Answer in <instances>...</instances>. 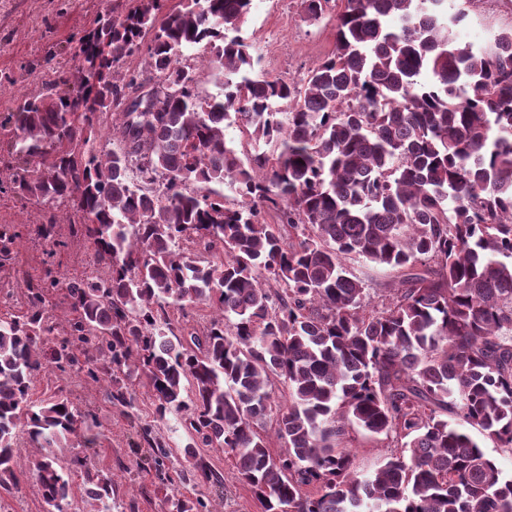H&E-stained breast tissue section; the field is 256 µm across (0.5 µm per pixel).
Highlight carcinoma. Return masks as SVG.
<instances>
[{
	"instance_id": "obj_1",
	"label": "carcinoma",
	"mask_w": 512,
	"mask_h": 512,
	"mask_svg": "<svg viewBox=\"0 0 512 512\" xmlns=\"http://www.w3.org/2000/svg\"><path fill=\"white\" fill-rule=\"evenodd\" d=\"M166 2L109 4L60 71L68 93L49 87L0 122L10 191L80 216L73 234L104 270L25 278L24 311L0 317V489L27 444L45 503L71 497L57 452L87 451L98 421L62 394L30 401L52 368L106 384L126 415L138 387L155 419L184 415L178 478L221 486L196 448L221 450L263 512H512V478L454 424L512 448V28L476 48L456 40L467 10L448 0H301L336 41L288 82L242 36L253 0ZM203 43L222 86L204 96L184 54ZM133 56L152 77L119 71ZM155 77V111H127ZM28 228L61 244L54 222ZM20 238L0 224V268ZM349 255L393 275L386 303H370ZM58 290L64 327L46 305ZM200 304L208 326L172 327L166 306ZM354 424L394 443L369 475L344 446ZM141 435L162 467L168 444ZM87 461L75 457L88 497H111ZM165 502L209 512L196 493Z\"/></svg>"
}]
</instances>
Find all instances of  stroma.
<instances>
[{
	"instance_id": "stroma-1",
	"label": "stroma",
	"mask_w": 512,
	"mask_h": 512,
	"mask_svg": "<svg viewBox=\"0 0 512 512\" xmlns=\"http://www.w3.org/2000/svg\"><path fill=\"white\" fill-rule=\"evenodd\" d=\"M301 0H253V8L242 35L250 43L274 46L275 57L266 68L287 81L302 78L307 70L331 53L335 30L331 22L308 21ZM108 0H0V113L15 109L21 99L42 92L56 79L55 69L71 65L79 51V38L91 30ZM512 26V0L478 13H469L458 28L461 42L485 44L503 28ZM61 247L47 252L22 237L14 249V271L0 272V314L19 313L21 293L14 278L21 271L32 278L44 276L46 269L67 276L94 275L90 252L83 241L70 234L68 223H60ZM65 388L80 411H93L100 422L89 456L102 475L111 477L113 493L108 501L111 512H166L163 492L158 487L155 467L148 456L137 422H131L105 401L103 386L71 379L61 384L57 372L40 374L31 392L33 401L50 399L58 388ZM134 412L150 421L154 430L168 442L171 455L165 461L168 474L179 472L183 450L191 441L180 415H167L154 421L151 400L139 393ZM347 445L354 450L353 467L366 472L391 451L384 437L358 426L350 427ZM199 456L224 478L223 512H261L249 487L240 481L231 459L222 452L200 448Z\"/></svg>"
}]
</instances>
